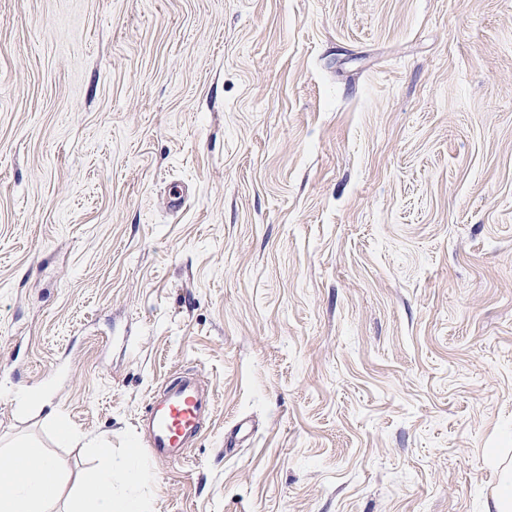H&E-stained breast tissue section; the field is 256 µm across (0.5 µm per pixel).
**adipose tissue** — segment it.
<instances>
[{
    "label": "adipose tissue",
    "mask_w": 512,
    "mask_h": 512,
    "mask_svg": "<svg viewBox=\"0 0 512 512\" xmlns=\"http://www.w3.org/2000/svg\"><path fill=\"white\" fill-rule=\"evenodd\" d=\"M123 473L128 481L141 478L138 461L122 458L112 469H91L82 478L84 496L73 503L70 512H146L136 497L115 494L113 472ZM59 478V467L39 457L31 448H11L0 452V512H52L50 491Z\"/></svg>",
    "instance_id": "obj_1"
}]
</instances>
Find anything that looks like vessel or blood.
Returning a JSON list of instances; mask_svg holds the SVG:
<instances>
[{"label":"vessel or blood","mask_w":512,"mask_h":512,"mask_svg":"<svg viewBox=\"0 0 512 512\" xmlns=\"http://www.w3.org/2000/svg\"><path fill=\"white\" fill-rule=\"evenodd\" d=\"M210 403L193 377L175 378L163 394L150 396L146 419L150 425L149 448L164 461L180 464L189 457V446L201 435V422Z\"/></svg>","instance_id":"obj_1"}]
</instances>
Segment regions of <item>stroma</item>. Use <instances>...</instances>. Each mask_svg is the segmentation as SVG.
<instances>
[{"label": "stroma", "instance_id": "stroma-1", "mask_svg": "<svg viewBox=\"0 0 512 512\" xmlns=\"http://www.w3.org/2000/svg\"><path fill=\"white\" fill-rule=\"evenodd\" d=\"M186 373L212 413L172 464L141 419ZM20 445L56 512L129 453L148 512H494L512 0H0Z\"/></svg>", "mask_w": 512, "mask_h": 512}]
</instances>
